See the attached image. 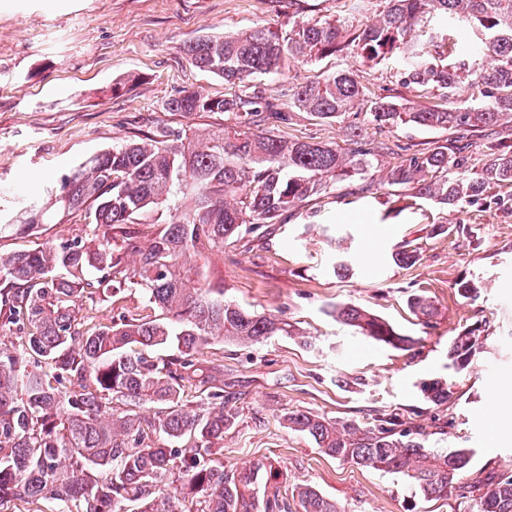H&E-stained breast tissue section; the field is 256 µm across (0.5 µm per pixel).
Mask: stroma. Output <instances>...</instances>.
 Returning a JSON list of instances; mask_svg holds the SVG:
<instances>
[{
	"label": "stroma",
	"mask_w": 512,
	"mask_h": 512,
	"mask_svg": "<svg viewBox=\"0 0 512 512\" xmlns=\"http://www.w3.org/2000/svg\"><path fill=\"white\" fill-rule=\"evenodd\" d=\"M383 0L357 13L350 0H0V224L22 218V202L39 201L51 181L87 156L159 128L204 137L224 127L220 112L169 110L184 90L212 98L261 95L287 101L304 82L338 70L362 69L367 101L348 121H321L303 112L273 134L349 149L348 123L369 141H385L395 153L375 174L376 198L328 195L283 217L268 237L254 236L201 258L207 284L226 299L292 323L299 338L276 336L256 346L217 342L207 359L224 366V391L239 413L224 434V466L266 464L259 483L279 489L281 512H301L297 491L311 487L335 501L340 512H468L451 496L426 500L399 474L361 468L325 455L306 435L288 429L282 416L310 412L334 420L371 422L397 415L422 432L428 448L472 450L466 479L512 474V419L493 398L512 384V188L494 187L459 207L427 201L409 204L404 189L389 185L386 166L444 141L446 132L400 127L379 131L369 120V101L395 90L417 105L442 103L432 89L399 84L402 67L388 59L361 67L349 51L299 64L243 83H230L193 66L185 43L231 36L260 27L290 29L294 22L375 19ZM126 79L124 89L112 83ZM395 208L383 213L379 199ZM85 211L57 213L37 234H0V253L11 254L83 236ZM445 225V233L434 228ZM350 235L352 251L375 253V270L356 267L349 277L329 274L332 250L325 230ZM419 258L409 267L393 263L404 243ZM478 281L475 299L460 297L455 283ZM425 294L439 308L423 324L408 308ZM343 302L366 308L415 338L411 350L376 343L327 315ZM79 317L108 324L130 314H149L132 288L112 298L78 303ZM477 330L483 347L471 364L448 368V343L464 328ZM447 378L448 402L433 405L421 382Z\"/></svg>",
	"instance_id": "35a3bbf8"
}]
</instances>
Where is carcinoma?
<instances>
[{
  "instance_id": "cac0c4a2",
  "label": "carcinoma",
  "mask_w": 512,
  "mask_h": 512,
  "mask_svg": "<svg viewBox=\"0 0 512 512\" xmlns=\"http://www.w3.org/2000/svg\"><path fill=\"white\" fill-rule=\"evenodd\" d=\"M438 15L448 24L443 64L424 52L416 28ZM465 24V41L451 37ZM349 49L367 64L395 57L403 64L401 85L441 92L446 106H417L387 95L373 103L378 128L412 126L452 131L453 137L389 167L386 181L419 200L454 206L495 186L512 187V145L491 143L492 158L469 173V134L489 136L512 116V0H386L379 18L352 25L325 19L295 24L288 34L268 27L234 37H203L183 47L199 69L228 82L250 80ZM484 100L476 108L457 104L474 85ZM358 70H341L302 83L280 103L256 97L210 98L184 90L168 109L224 112L236 120L192 142L181 132L156 131L95 154L47 188L48 203L62 210L86 208L88 232L69 242L0 254V331H27L23 347L0 354V508L14 499L52 500L77 512H274L279 489L254 498L262 465L224 468V432L238 413L228 408L221 365L204 358L214 341L256 345L273 336L296 335L292 324L224 299V289L203 283L192 263L200 249L222 250L258 231L269 236L280 217L330 193L332 184L373 190L379 158L394 153L386 142H366L352 125L354 148L286 140L267 125L286 124L292 112L319 120L345 119L364 99ZM183 194L191 203L170 213L151 242H140L139 224ZM23 224L1 231L30 235L47 219L44 206H25ZM328 273L352 272L342 240H330ZM136 255L128 264L129 255ZM407 267L417 260L405 243L392 254ZM138 289L159 314L122 317L110 325L77 323L84 295L116 296ZM411 312L429 323L438 315L431 298L416 294ZM326 314L375 342L406 350L413 338L383 317L351 303ZM482 348L464 330L452 338L448 360L466 368ZM155 350H171L155 358ZM440 405L452 386L433 379L421 386ZM288 428L310 437L327 456L409 478L428 500L478 493L470 512H512V475L489 474L462 481L471 462L466 449L434 453L424 439L398 430L396 418L333 422L309 412L284 415ZM182 441L183 448L165 447ZM301 512H339L336 503L307 487L298 492Z\"/></svg>"
}]
</instances>
